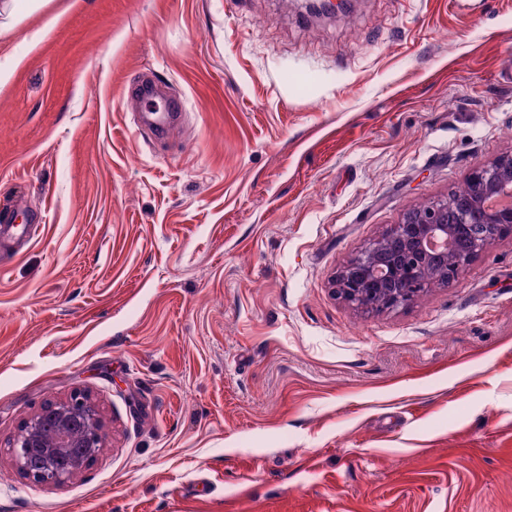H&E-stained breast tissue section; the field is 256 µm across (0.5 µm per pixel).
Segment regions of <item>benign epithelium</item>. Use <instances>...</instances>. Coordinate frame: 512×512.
Returning a JSON list of instances; mask_svg holds the SVG:
<instances>
[{
    "instance_id": "benign-epithelium-1",
    "label": "benign epithelium",
    "mask_w": 512,
    "mask_h": 512,
    "mask_svg": "<svg viewBox=\"0 0 512 512\" xmlns=\"http://www.w3.org/2000/svg\"><path fill=\"white\" fill-rule=\"evenodd\" d=\"M489 184L488 196L512 198V154L499 157L476 171ZM441 204L428 203L404 222L393 225L389 232L400 234L409 252L397 253L382 268L358 257L353 273L342 271L339 282L341 296L358 303L366 293L383 291L393 282L406 278L411 288L386 295L390 307L403 305L424 286L421 272L428 265L447 261L448 242L467 238L480 252L494 239L512 230V205L491 207L478 204L475 223L448 225L441 216ZM102 444L101 420L86 398L75 395L43 408L22 427L14 448L26 478L46 485H58L80 473L96 455Z\"/></svg>"
}]
</instances>
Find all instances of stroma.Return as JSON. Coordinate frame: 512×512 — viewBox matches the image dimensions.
Segmentation results:
<instances>
[{
  "mask_svg": "<svg viewBox=\"0 0 512 512\" xmlns=\"http://www.w3.org/2000/svg\"><path fill=\"white\" fill-rule=\"evenodd\" d=\"M5 71L0 512H512V236L394 309L333 286L512 153V0H48ZM76 393L104 449L42 486L13 443ZM148 112L146 124L157 139H166L169 137L172 129L180 118V104L171 98L168 104L155 106Z\"/></svg>",
  "mask_w": 512,
  "mask_h": 512,
  "instance_id": "obj_1",
  "label": "stroma"
}]
</instances>
